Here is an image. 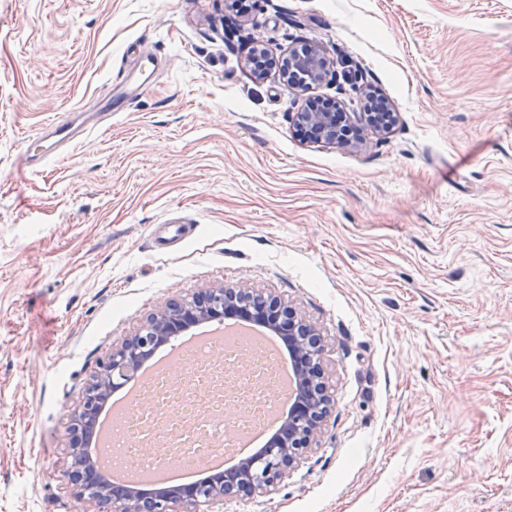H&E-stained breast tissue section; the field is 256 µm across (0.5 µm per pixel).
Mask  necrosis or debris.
<instances>
[{"instance_id":"necrosis-or-debris-1","label":"necrosis or debris","mask_w":512,"mask_h":512,"mask_svg":"<svg viewBox=\"0 0 512 512\" xmlns=\"http://www.w3.org/2000/svg\"><path fill=\"white\" fill-rule=\"evenodd\" d=\"M230 344L187 357L180 379L160 372L127 409L112 442L116 460L133 472L157 471L170 460L192 467L200 456L224 447V409L237 404L234 424L247 431L275 406L277 380L267 362L252 357L248 367L226 376L237 362Z\"/></svg>"}]
</instances>
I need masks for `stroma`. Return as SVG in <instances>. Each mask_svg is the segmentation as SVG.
<instances>
[{
  "label": "stroma",
  "mask_w": 512,
  "mask_h": 512,
  "mask_svg": "<svg viewBox=\"0 0 512 512\" xmlns=\"http://www.w3.org/2000/svg\"><path fill=\"white\" fill-rule=\"evenodd\" d=\"M0 0V512H87L57 467L112 345L175 295L261 288L321 330L334 404L223 512H512V0ZM354 71L399 119L300 140L249 47ZM110 127L46 154L55 117Z\"/></svg>",
  "instance_id": "obj_1"
}]
</instances>
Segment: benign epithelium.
I'll list each match as a JSON object with an SVG mask.
<instances>
[{
	"mask_svg": "<svg viewBox=\"0 0 512 512\" xmlns=\"http://www.w3.org/2000/svg\"><path fill=\"white\" fill-rule=\"evenodd\" d=\"M335 65L333 58L313 47L289 51L284 62L276 59L259 64L249 61L255 80H264L276 69L286 81L295 77L302 79L297 88L304 92L322 84ZM375 103L379 111L364 112L362 116L374 134L383 136L391 132L398 115L392 111L388 100L377 97ZM294 123L311 143L357 150L367 145L345 112L310 104L295 113ZM229 319L261 325L288 345V356L297 375L298 394L288 407L282 434L272 438L252 457L212 476L206 491L191 485L115 494L105 482L93 490L86 487L85 473L93 468L85 443L87 420L99 410L107 395L130 383L158 346L197 324L222 323ZM325 349L320 329L272 293L222 286L202 289L190 298L173 297L151 312L134 335L113 346L112 353L100 363L68 427V445L58 459L60 472L73 493L91 504L92 512H214L226 499L264 495L288 478L323 429L332 406L323 368Z\"/></svg>",
	"mask_w": 512,
	"mask_h": 512,
	"instance_id": "7a95c632",
	"label": "benign epithelium"
}]
</instances>
